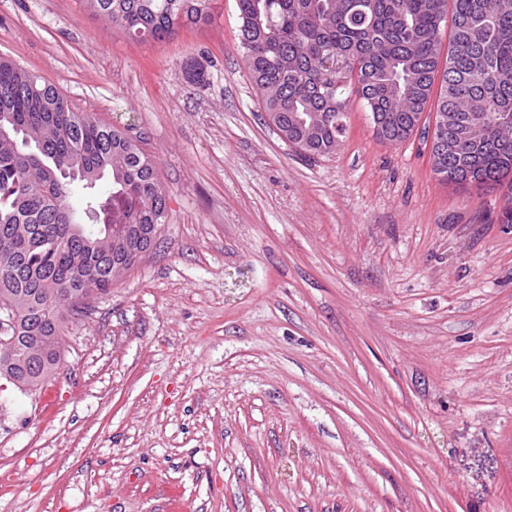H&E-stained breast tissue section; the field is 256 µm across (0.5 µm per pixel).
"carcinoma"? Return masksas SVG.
<instances>
[{
	"label": "carcinoma",
	"instance_id": "cac0c4a2",
	"mask_svg": "<svg viewBox=\"0 0 512 512\" xmlns=\"http://www.w3.org/2000/svg\"><path fill=\"white\" fill-rule=\"evenodd\" d=\"M134 41L206 24L212 0H85ZM239 47L266 119L308 159L347 131L350 94L376 137L407 139L431 98L466 127L434 172L456 186L512 188V0H236ZM451 15L448 58L442 23ZM482 60L474 67L473 60ZM111 176L106 223L77 221L71 172ZM155 161L126 131L75 112L51 84L0 59V377L39 387L61 360V305L112 286V236L161 227Z\"/></svg>",
	"mask_w": 512,
	"mask_h": 512
}]
</instances>
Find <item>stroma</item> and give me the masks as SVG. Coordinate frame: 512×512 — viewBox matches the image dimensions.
Here are the masks:
<instances>
[{
    "label": "stroma",
    "mask_w": 512,
    "mask_h": 512,
    "mask_svg": "<svg viewBox=\"0 0 512 512\" xmlns=\"http://www.w3.org/2000/svg\"><path fill=\"white\" fill-rule=\"evenodd\" d=\"M130 41L83 0H0V57L127 128L156 250L0 378V512H512V189L442 182L351 98L335 152L267 123L235 0Z\"/></svg>",
    "instance_id": "obj_1"
}]
</instances>
